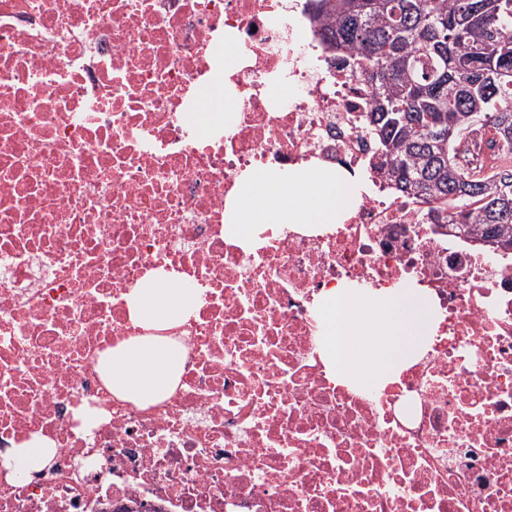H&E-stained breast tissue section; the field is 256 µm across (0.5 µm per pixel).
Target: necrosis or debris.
Returning <instances> with one entry per match:
<instances>
[{
	"instance_id": "necrosis-or-debris-1",
	"label": "necrosis or debris",
	"mask_w": 512,
	"mask_h": 512,
	"mask_svg": "<svg viewBox=\"0 0 512 512\" xmlns=\"http://www.w3.org/2000/svg\"><path fill=\"white\" fill-rule=\"evenodd\" d=\"M306 3L0 0V448L55 444L39 474L0 468V512H512V251L379 189L325 231L226 234L244 171L373 159ZM226 81L236 125L200 132L196 90ZM157 270L199 303L166 331L175 390L141 406L98 360L141 335L126 296ZM346 285L432 302L385 388L320 357V296Z\"/></svg>"
}]
</instances>
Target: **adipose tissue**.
<instances>
[{
	"label": "adipose tissue",
	"instance_id": "adipose-tissue-1",
	"mask_svg": "<svg viewBox=\"0 0 512 512\" xmlns=\"http://www.w3.org/2000/svg\"><path fill=\"white\" fill-rule=\"evenodd\" d=\"M357 192L356 184L328 169L247 171L227 203L225 221L238 237L254 224L325 226L341 219ZM126 300L143 334L106 351L100 371L114 395L154 403L173 391L184 365L182 349L161 330L184 321L193 301L166 275L148 277ZM321 311L323 356L330 373L343 382L386 385L419 355L433 332L430 300L416 288H333L322 296ZM52 456L50 441L34 437L1 451L0 464L32 475Z\"/></svg>",
	"mask_w": 512,
	"mask_h": 512
}]
</instances>
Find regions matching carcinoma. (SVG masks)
<instances>
[{
  "label": "carcinoma",
  "instance_id": "obj_1",
  "mask_svg": "<svg viewBox=\"0 0 512 512\" xmlns=\"http://www.w3.org/2000/svg\"><path fill=\"white\" fill-rule=\"evenodd\" d=\"M325 51L364 85L372 169L442 222L512 248V169L483 177L477 135L512 160V0H313Z\"/></svg>",
  "mask_w": 512,
  "mask_h": 512
}]
</instances>
